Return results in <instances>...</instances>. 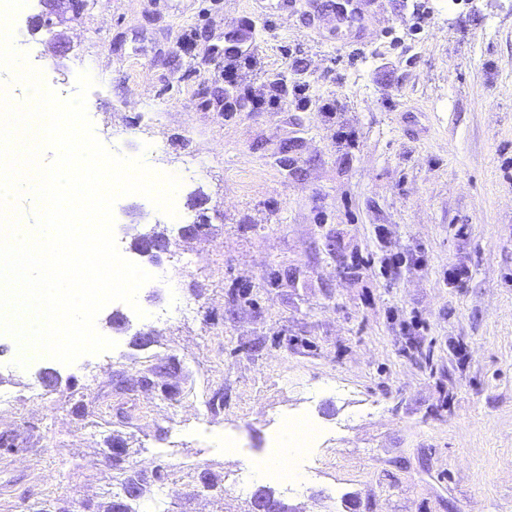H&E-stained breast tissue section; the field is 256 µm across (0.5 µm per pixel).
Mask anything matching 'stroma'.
Returning <instances> with one entry per match:
<instances>
[{
    "label": "stroma",
    "mask_w": 512,
    "mask_h": 512,
    "mask_svg": "<svg viewBox=\"0 0 512 512\" xmlns=\"http://www.w3.org/2000/svg\"><path fill=\"white\" fill-rule=\"evenodd\" d=\"M273 3L86 0L63 56L48 31L16 34L61 80L93 70L96 137L176 176L182 218L116 201L126 258L168 280L103 308L114 350L20 368L0 338V435L18 448L0 483L99 493L118 429L138 465L222 473L224 512L262 486L307 512H512V0H383L369 42L308 28L307 0ZM234 33L253 65L230 84ZM203 218L206 238L179 239ZM146 224L177 238L156 261L132 245ZM180 300L191 316L132 346ZM171 360L167 385H140ZM300 412L322 429L319 474L254 481ZM184 507L212 499L169 481L148 512Z\"/></svg>",
    "instance_id": "obj_1"
}]
</instances>
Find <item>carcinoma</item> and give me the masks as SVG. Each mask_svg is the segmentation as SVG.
Instances as JSON below:
<instances>
[{
	"label": "carcinoma",
	"mask_w": 512,
	"mask_h": 512,
	"mask_svg": "<svg viewBox=\"0 0 512 512\" xmlns=\"http://www.w3.org/2000/svg\"><path fill=\"white\" fill-rule=\"evenodd\" d=\"M111 470L109 486L96 498L86 499L87 512H139L138 505L149 498L154 489H159L169 480L170 474L166 468L157 465L152 468V479L136 484V479L142 469L130 462L132 455L127 440L121 432L114 430L106 440V447L101 449ZM189 485L206 483L212 489L213 512H224V478L208 469L186 473ZM138 485V494L134 497L125 495L126 488ZM72 502L64 497L37 499L33 502L24 501L19 504L20 512H72Z\"/></svg>",
	"instance_id": "obj_1"
}]
</instances>
